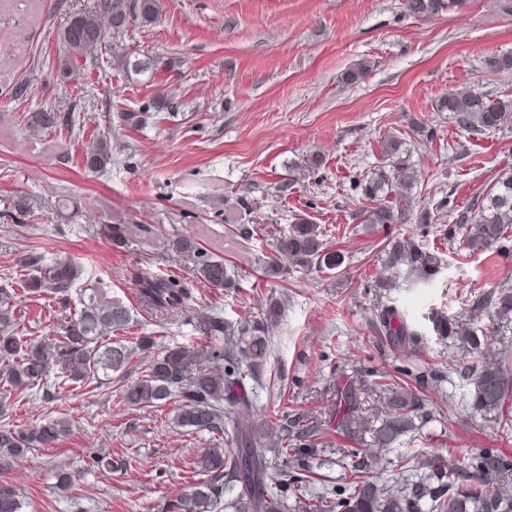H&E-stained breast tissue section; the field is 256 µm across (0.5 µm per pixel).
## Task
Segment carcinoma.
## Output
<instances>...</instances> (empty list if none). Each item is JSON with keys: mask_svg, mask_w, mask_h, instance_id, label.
<instances>
[{"mask_svg": "<svg viewBox=\"0 0 512 512\" xmlns=\"http://www.w3.org/2000/svg\"><path fill=\"white\" fill-rule=\"evenodd\" d=\"M406 12L429 17L443 10L460 9L467 0H405ZM158 14V0H98L60 30L65 54L57 60L62 83L74 80L75 60L94 62L102 53L109 29L126 26L128 17L151 24ZM496 73H512V52L496 54L486 61ZM118 68L146 73L155 68L153 59H126ZM440 108L473 132L499 130L512 121V102H504L471 88L448 93ZM74 125V117L57 112H32L27 126L34 133L62 132ZM402 143L381 142L384 162L356 183L362 197L375 203L365 213L367 224H395L409 216L415 173L400 157ZM84 167L101 172L112 164V143L93 136L86 148ZM462 246L471 253L495 249L512 250V172L500 176L478 196L471 212L458 226ZM99 234L120 248L125 230L119 224H103ZM175 253H198L194 239L175 236L167 240ZM342 255L331 251L319 225L301 217L280 231L273 254L263 261L267 278H277L288 268L334 270ZM31 272L20 274L21 289L33 297L67 300L81 279L82 267L71 258L39 265L24 264ZM442 269V258L416 235H386L382 242V272L376 287L391 288L401 278L411 286L431 285ZM202 278L214 288H233L234 279L221 256L203 261ZM142 302L165 314L190 309L193 289L173 276L143 274L138 280ZM471 309L490 313L495 325L485 328L460 322L444 310L427 315L431 332L440 341L460 340L474 350L490 349L500 342L501 325L512 322V284L500 283L470 300ZM8 289L0 288V415L12 407V395L32 394L43 380L58 370L74 384L88 385L112 373L129 371L134 350L154 348L151 335L139 336L136 348L123 343L117 333L126 329L130 309L121 301L94 288L81 300V309L61 321L53 333L39 341L17 335ZM286 306L276 298L265 303L263 319L250 329L237 328L220 318L206 316L200 332L220 346L204 350L194 346L165 347L152 357L141 375L121 386L119 402L127 407H156L175 400L172 422L181 428L207 431L217 436V445L205 448L194 460L197 479L163 505V512H211L224 498V491L239 488L230 503L233 512H512V489L499 479L512 474V455L498 448H483L473 454L443 453L426 456L410 447V436L427 421L425 393L398 381L387 372L369 381H346L336 388L329 421L322 415L300 409L281 411L273 419H256L255 398L246 377L257 376L267 360V335L283 321ZM377 329L398 348H419L425 332L408 314L393 305H381L374 313ZM473 392L469 406L492 413L504 429L512 427V353L501 348L487 357L471 376ZM353 444L340 449L335 461L342 469L341 482L321 492L310 488L322 480L317 470L330 463L322 457L324 431ZM70 433L69 422L45 419L21 428L0 424V464L35 448H51ZM280 461L281 466L273 465ZM396 477L385 480L382 474ZM18 489L0 482V512H22Z\"/></svg>", "mask_w": 512, "mask_h": 512, "instance_id": "1", "label": "carcinoma"}]
</instances>
